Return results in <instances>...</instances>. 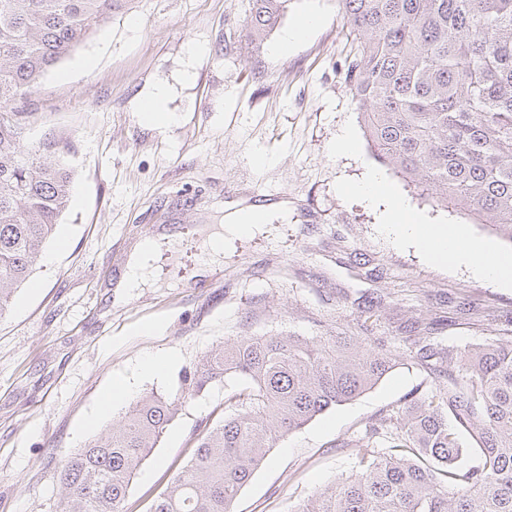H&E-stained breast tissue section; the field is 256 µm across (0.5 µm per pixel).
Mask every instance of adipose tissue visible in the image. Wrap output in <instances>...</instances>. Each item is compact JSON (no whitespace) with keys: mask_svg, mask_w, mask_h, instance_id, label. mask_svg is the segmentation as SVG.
<instances>
[{"mask_svg":"<svg viewBox=\"0 0 512 512\" xmlns=\"http://www.w3.org/2000/svg\"><path fill=\"white\" fill-rule=\"evenodd\" d=\"M355 192L370 201L386 200L381 227L394 243H414L434 263L465 265L488 282L503 288L512 287V254L465 239L463 232L453 225L414 221L401 200L386 197L385 182L378 171H370Z\"/></svg>","mask_w":512,"mask_h":512,"instance_id":"ef3b65f1","label":"adipose tissue"}]
</instances>
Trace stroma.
<instances>
[{
    "label": "stroma",
    "mask_w": 512,
    "mask_h": 512,
    "mask_svg": "<svg viewBox=\"0 0 512 512\" xmlns=\"http://www.w3.org/2000/svg\"><path fill=\"white\" fill-rule=\"evenodd\" d=\"M249 8L135 0L11 106L31 115L26 145H52L72 184L54 238L0 316V512H59L63 453L145 392H176L184 370L225 340L342 334L391 353L396 364L373 389L280 440L235 505L296 512L355 471L343 440L447 388V354L512 336V289L395 245L380 206L352 193L378 162L344 83L354 44L337 0H290L252 46ZM307 16L319 25L279 50ZM159 87L175 119L149 125L139 103ZM346 129L356 145L341 150ZM383 173L423 222L498 243L482 217ZM251 210L267 215L259 230L205 267L208 234ZM148 238L162 241L155 269L117 300L128 255ZM150 355L171 357L163 375L140 374ZM119 383L126 398L103 409ZM239 385L225 379L186 405L134 477L127 512H148L191 458L201 421L223 416Z\"/></svg>",
    "instance_id": "obj_1"
}]
</instances>
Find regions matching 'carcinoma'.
Masks as SVG:
<instances>
[{
    "label": "carcinoma",
    "instance_id": "1",
    "mask_svg": "<svg viewBox=\"0 0 512 512\" xmlns=\"http://www.w3.org/2000/svg\"><path fill=\"white\" fill-rule=\"evenodd\" d=\"M133 0H0V316L70 202L71 175L23 145L9 112ZM249 37L290 0H251ZM357 51L344 81L378 160L476 215L512 245V0H337ZM396 358L346 336H242L209 351L175 395L147 392L101 436L63 456L62 512H124L131 482L170 423L227 377L233 412L205 420L190 461L149 512H234L276 442L374 386ZM442 401L412 399L350 438L359 471L299 512H512V339L448 356ZM477 446L463 444V433ZM477 464L459 467L468 452Z\"/></svg>",
    "mask_w": 512,
    "mask_h": 512
}]
</instances>
